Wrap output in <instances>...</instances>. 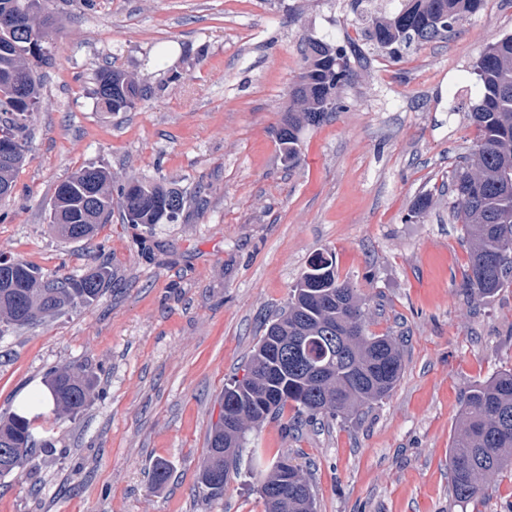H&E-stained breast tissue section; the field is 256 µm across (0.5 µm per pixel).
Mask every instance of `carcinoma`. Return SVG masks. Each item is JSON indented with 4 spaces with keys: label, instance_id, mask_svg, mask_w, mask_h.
Segmentation results:
<instances>
[{
    "label": "carcinoma",
    "instance_id": "carcinoma-1",
    "mask_svg": "<svg viewBox=\"0 0 512 512\" xmlns=\"http://www.w3.org/2000/svg\"><path fill=\"white\" fill-rule=\"evenodd\" d=\"M39 0H0V138L15 141L24 155L26 121L38 111L41 83L29 59L46 61L43 40L53 28L49 15L31 10ZM482 0H404L395 14L372 22L366 36L395 54L414 43L445 36L465 15L479 10ZM304 64L289 92L290 102L275 130L284 161L300 160V134L341 109L339 89L351 76L347 47L334 39H308ZM478 102L471 118L479 139L463 156L448 191L453 213L464 224L470 247L463 290L487 298L512 283V34L487 47L476 64ZM148 89L125 72L103 68L96 97L105 112L136 108ZM18 165L0 162V197L13 191ZM110 174L84 168L60 183L53 199L51 228L63 239L92 237L98 224L119 208L129 224H169L184 206L183 191L160 183L130 180L112 193ZM107 270L80 276L45 279L19 262L9 281L0 283V319L24 326L67 308L87 307L103 292ZM366 298L342 279L333 259L313 256L289 293L288 303L266 329L254 350L248 373L224 387L223 399L236 403L234 421L212 428L199 476L201 501L224 495L232 471L240 465L239 448L246 432L283 413L286 406L302 417H349L389 395L402 370V356L390 336L366 329ZM48 387L61 415L80 414L91 400L93 382L68 369L53 371ZM12 452L8 475L24 466L40 448L53 450L50 440L32 438L31 419L15 412L0 420V449ZM234 462H224V450ZM448 468L455 501L466 504L485 498L489 479L512 470V369L476 384L463 398L461 426L449 448ZM252 477L266 512H308L315 494L303 470L288 459L267 469L252 468Z\"/></svg>",
    "mask_w": 512,
    "mask_h": 512
}]
</instances>
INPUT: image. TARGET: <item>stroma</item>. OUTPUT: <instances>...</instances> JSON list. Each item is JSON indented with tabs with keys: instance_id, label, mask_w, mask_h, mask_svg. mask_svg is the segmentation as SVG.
Returning <instances> with one entry per match:
<instances>
[{
	"instance_id": "obj_1",
	"label": "stroma",
	"mask_w": 512,
	"mask_h": 512,
	"mask_svg": "<svg viewBox=\"0 0 512 512\" xmlns=\"http://www.w3.org/2000/svg\"><path fill=\"white\" fill-rule=\"evenodd\" d=\"M56 24L39 71L14 192L0 199V258L45 276L97 267L87 308L17 328L0 321V419L39 398L50 371H86L77 417L47 409L36 439L55 451L0 477V512H264L247 474L202 504L198 477L224 387L242 378L309 258L332 255L367 297L369 333L397 338L399 381L347 418L294 424L293 408L250 430L243 465L287 457L307 470L317 512H512V472L454 502L448 450L464 395L512 368V285L474 299L448 184L475 145V64L512 33V0H484L447 39L400 56L364 38L351 0H43ZM351 51L344 109L301 133L287 166L273 134L306 39ZM149 85L128 112L98 108L105 64ZM105 168L186 191L172 224L120 211L87 241L49 226L56 187ZM428 208L414 213L420 199ZM171 477L150 480L156 462Z\"/></svg>"
}]
</instances>
